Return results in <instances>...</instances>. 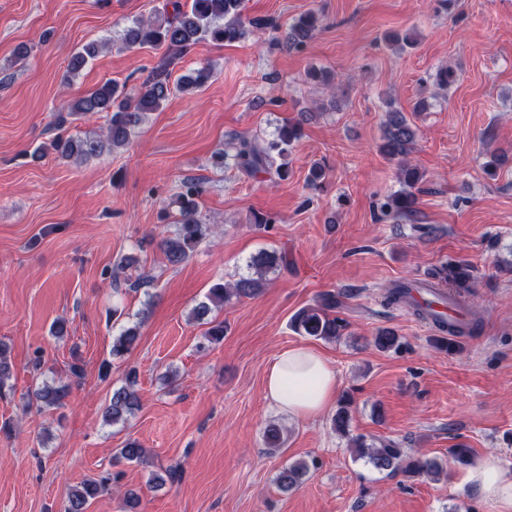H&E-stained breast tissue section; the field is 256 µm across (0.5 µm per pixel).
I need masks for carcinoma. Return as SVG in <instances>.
<instances>
[{"label": "carcinoma", "mask_w": 512, "mask_h": 512, "mask_svg": "<svg viewBox=\"0 0 512 512\" xmlns=\"http://www.w3.org/2000/svg\"><path fill=\"white\" fill-rule=\"evenodd\" d=\"M171 13H165L154 19H137L125 33V44L133 46H156L166 48V55L153 71L135 96H130L121 86L107 81L87 90L83 95L67 103L64 111L70 115L105 114L107 118L106 134L103 138L81 137L78 135L58 134L51 142V149L63 158L83 160L100 156L129 143L132 130L139 124L146 112L159 110L168 100L170 94V66L174 58L188 53L200 41L216 44L234 42L240 39L246 27L263 30L271 22L263 18H243V0H170ZM321 16L311 9L300 15L289 25L286 35L288 47L297 51L305 48L307 42L315 36L320 27ZM100 44L89 43L75 53L67 66L66 78L75 76L88 60L99 53ZM213 78L208 67L195 70L194 76L180 80L183 91L201 90ZM302 136V121L285 122L279 125L272 138L262 143L245 137L234 139L235 153L233 159L236 167L249 174L268 173L275 170L281 180L290 175L286 159L296 142ZM416 130L407 120L405 113L398 107L389 106L383 129L380 151L398 166L399 182L402 189L387 197L382 205L387 215L411 217L417 212V193L424 180V173L411 163L410 155L414 150ZM202 185L198 182H185L182 190L172 202L178 217L176 229L172 235L161 239L159 247L167 262L178 266L192 257L200 244L209 236L210 226L197 217L198 198L202 194ZM288 266L284 256L262 253L254 258L249 268L254 273L243 276L232 283L217 282L212 285L207 301L192 310V317L209 325L205 336L213 343L224 339V322L209 320L207 316L211 307H223L232 299L255 297L259 295L266 283V274L278 266ZM433 278L446 282L453 288L466 293L474 287L475 277L471 266L463 261H450L442 264L433 273ZM412 282H397L388 287L385 303L388 305L406 304L412 308L414 315L426 318L427 310L411 298ZM340 301L336 293L327 291L320 294L316 303L299 310L291 320V327L301 336L330 340L342 335L344 320L336 316ZM478 329V321L466 319L453 325H438V330L448 332L451 336L472 335ZM140 336L137 323L124 326L112 339L111 355L122 359L129 353ZM375 346L383 351H399L404 343L401 336L390 328H382L374 336ZM136 373L127 374L126 384L112 392L109 404L104 411L107 423L119 424L127 420L141 406L140 397L135 390ZM68 395V386L43 384L35 396L47 407H60ZM351 398L340 400L334 417L336 430L349 435ZM350 443L357 456L366 458L378 470H403L412 477H435L440 474L437 462L429 459L409 456L402 444L391 439L368 443L362 436L350 438ZM145 450L137 441L130 440L119 449V458L128 463L139 462ZM310 465L306 461H296L284 469L279 477V487L284 491L296 488L308 475ZM114 477L108 473L92 477L73 489L69 495L66 512H86L91 502L97 499L112 483Z\"/></svg>", "instance_id": "obj_1"}]
</instances>
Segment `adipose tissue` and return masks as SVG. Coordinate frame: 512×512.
Instances as JSON below:
<instances>
[{"mask_svg":"<svg viewBox=\"0 0 512 512\" xmlns=\"http://www.w3.org/2000/svg\"><path fill=\"white\" fill-rule=\"evenodd\" d=\"M337 387L336 373L322 355L295 347L275 356L267 372L265 396L276 413L308 418L333 402ZM468 481L501 512H512V471L504 469L497 458H488L472 470Z\"/></svg>","mask_w":512,"mask_h":512,"instance_id":"obj_1","label":"adipose tissue"}]
</instances>
